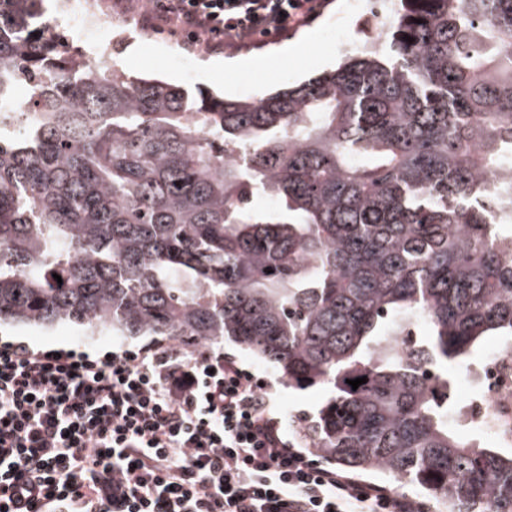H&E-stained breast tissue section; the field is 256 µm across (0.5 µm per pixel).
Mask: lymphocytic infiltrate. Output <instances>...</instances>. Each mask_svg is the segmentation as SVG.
Wrapping results in <instances>:
<instances>
[{
	"mask_svg": "<svg viewBox=\"0 0 512 512\" xmlns=\"http://www.w3.org/2000/svg\"><path fill=\"white\" fill-rule=\"evenodd\" d=\"M143 26L213 50L276 38L324 0H149ZM0 512H419L297 446L223 349L93 356L0 343Z\"/></svg>",
	"mask_w": 512,
	"mask_h": 512,
	"instance_id": "1",
	"label": "lymphocytic infiltrate"
}]
</instances>
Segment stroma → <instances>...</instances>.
Listing matches in <instances>:
<instances>
[{"label":"stroma","instance_id":"obj_1","mask_svg":"<svg viewBox=\"0 0 512 512\" xmlns=\"http://www.w3.org/2000/svg\"><path fill=\"white\" fill-rule=\"evenodd\" d=\"M369 12L349 13L345 0H326L319 16L312 21L275 40L263 43H245L225 46L223 50L211 51L198 46L188 48L180 37L163 30L134 25L133 32L140 46L138 54H131L129 44L119 45L124 70L154 76L185 86L189 91L210 89L224 93L226 98L258 97L280 87L284 83L303 81L322 71L337 66L344 52H356L364 38V26ZM339 25L350 37L348 47H339L325 36L331 25ZM297 42L300 47L298 59L276 64L273 75H266L264 64L271 54L284 44ZM249 61L254 71L243 77L209 74L201 65L207 61ZM1 341H23L39 348H76L85 351H109L138 349L146 346H166L170 340L165 336H117L102 330L91 333L83 327L61 323L50 327L23 326L0 323ZM222 348L246 369L272 384V398L276 409L284 420L292 440H299L300 432L307 422L313 421L326 404L329 392L321 386L300 388L289 385L281 378L273 364L245 350L232 340H224Z\"/></svg>","mask_w":512,"mask_h":512}]
</instances>
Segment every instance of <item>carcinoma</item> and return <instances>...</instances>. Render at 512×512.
Masks as SVG:
<instances>
[{
  "mask_svg": "<svg viewBox=\"0 0 512 512\" xmlns=\"http://www.w3.org/2000/svg\"><path fill=\"white\" fill-rule=\"evenodd\" d=\"M391 2L336 68L226 99L77 68L39 0H0V114L38 112L0 126V322L227 336L330 391L317 453L512 512V447L458 436L446 372L512 337V0Z\"/></svg>",
  "mask_w": 512,
  "mask_h": 512,
  "instance_id": "cac0c4a2",
  "label": "carcinoma"
}]
</instances>
